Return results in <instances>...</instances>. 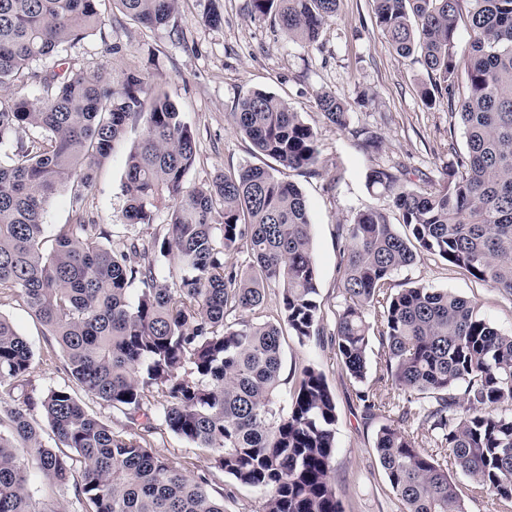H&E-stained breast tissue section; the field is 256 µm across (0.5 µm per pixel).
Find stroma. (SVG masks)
Listing matches in <instances>:
<instances>
[{"instance_id":"stroma-1","label":"stroma","mask_w":512,"mask_h":512,"mask_svg":"<svg viewBox=\"0 0 512 512\" xmlns=\"http://www.w3.org/2000/svg\"><path fill=\"white\" fill-rule=\"evenodd\" d=\"M214 9L224 16L222 26L205 21ZM102 10L101 30L68 45L63 56L76 70L91 63L108 70L140 68L148 75L151 89L171 96L196 142V162L185 178L187 187H197L219 171L246 164L269 165V157L257 154L231 121L238 100L250 91L263 90L285 99L313 128L319 151L313 170L284 168L280 175L301 189L309 207L322 331L303 344L292 336L284 338L282 373L291 381L305 365H314L335 396L333 476L344 512H399L373 450L381 422L365 418L355 396L356 384L340 369L331 342L343 303L342 248L336 227L349 223L368 206L382 209L391 223H398L399 213L389 198L369 191L370 169H402L411 187L429 190L437 186L457 154L465 150L457 116L449 103L429 107L422 101L420 87L429 77L420 63L401 60L391 51L376 25L372 0H340L335 19L309 46L288 40L274 18H251L250 0H179L174 35L125 18L110 0H104ZM113 45L118 46V53H110ZM321 92L347 103V128L323 118L316 106ZM143 128V118L129 120L84 201L89 223L107 225L117 249L132 243L138 250L150 249L154 239L167 232L165 214H158L150 225H131L123 217L125 159ZM371 135L378 140L373 148L367 143ZM395 279L417 281L477 302L492 324L512 331V297L441 260L418 259ZM0 315L15 325L34 351V369L28 380L14 391L0 390V405L13 406L24 395L37 397L69 385L60 349L25 305L19 301L1 304ZM150 443L153 450L180 462L189 473H202L210 466L208 452L165 426H158ZM21 461L31 476L29 491L39 506L50 512H82L73 487L56 486L39 474L34 452L23 450Z\"/></svg>"}]
</instances>
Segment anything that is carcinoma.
<instances>
[{
  "instance_id": "carcinoma-1",
  "label": "carcinoma",
  "mask_w": 512,
  "mask_h": 512,
  "mask_svg": "<svg viewBox=\"0 0 512 512\" xmlns=\"http://www.w3.org/2000/svg\"><path fill=\"white\" fill-rule=\"evenodd\" d=\"M103 0H0V300L19 299L63 354L73 382L132 428L116 432L87 413L69 388L7 410L0 433V512H41L28 491L19 448L35 451L40 474L73 485L85 512H225L233 489L263 496L262 512H343L333 479L336 401L321 371L302 369L282 390V342L319 334L321 303L300 188L269 166L216 174L191 190L196 145L176 104L145 74L125 68L60 73L63 47L104 24ZM376 24L401 58L420 56L434 106L465 76L459 116L466 150L444 184L408 187L399 170L374 167L369 186L392 200L400 225L368 207L339 224L343 306L333 345L360 387L365 413L388 424L374 450L400 512H467L453 469L512 508V332L476 302L447 290L398 283L395 274L433 255L512 297V0H372ZM151 29L170 27L178 0H112ZM467 7L469 39H457ZM339 0H251V16H273L290 40L311 45ZM31 70L39 97L16 85ZM316 104L331 124L349 112L335 95ZM145 114L125 161L124 217L150 225L168 213V233L132 265L112 249L104 224L86 223L85 194L128 121ZM255 151L291 170L318 161L315 133L276 96L250 91L231 113ZM25 132L26 137L19 136ZM70 192L72 222L45 236L48 202ZM404 227L401 233L398 227ZM244 254L247 264L228 262ZM175 269V281L158 276ZM280 299L266 319L267 290ZM379 344L375 375L369 348ZM34 353L0 315V387L26 380ZM390 389L382 392L383 384ZM39 408L71 454L42 444L30 421ZM197 448L210 473L189 476L156 453L151 416ZM147 422H139V418ZM424 429L433 448L415 435Z\"/></svg>"
}]
</instances>
